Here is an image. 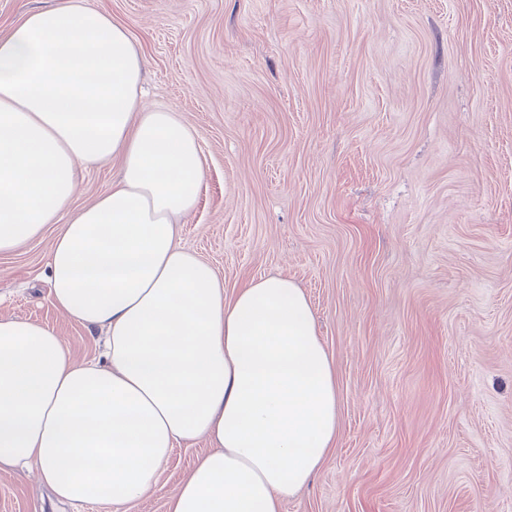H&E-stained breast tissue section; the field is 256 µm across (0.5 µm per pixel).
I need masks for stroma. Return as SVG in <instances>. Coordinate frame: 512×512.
Wrapping results in <instances>:
<instances>
[{"label": "stroma", "mask_w": 512, "mask_h": 512, "mask_svg": "<svg viewBox=\"0 0 512 512\" xmlns=\"http://www.w3.org/2000/svg\"><path fill=\"white\" fill-rule=\"evenodd\" d=\"M147 61V107L199 136L180 243L225 296L266 275L307 294L338 432L282 512H512V0H84ZM58 225L0 254V317L64 336ZM177 446L131 512H168L207 450ZM0 512L55 505L0 472Z\"/></svg>", "instance_id": "1"}]
</instances>
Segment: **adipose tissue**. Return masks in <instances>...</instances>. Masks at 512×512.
<instances>
[{"mask_svg":"<svg viewBox=\"0 0 512 512\" xmlns=\"http://www.w3.org/2000/svg\"><path fill=\"white\" fill-rule=\"evenodd\" d=\"M144 66L128 29L83 0L0 37V253L59 224L50 301L105 333L79 363L54 328L0 318V471L128 512L177 445L204 440L168 512H281L335 444L333 364L292 280L228 299L179 245L204 162L195 130L144 106ZM113 161L119 179L72 210L77 166Z\"/></svg>","mask_w":512,"mask_h":512,"instance_id":"obj_1","label":"adipose tissue"}]
</instances>
